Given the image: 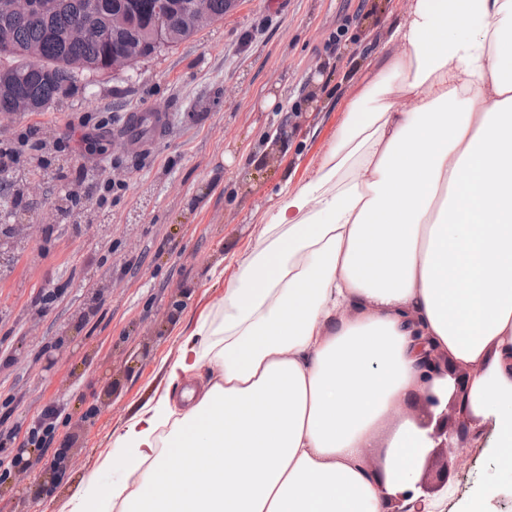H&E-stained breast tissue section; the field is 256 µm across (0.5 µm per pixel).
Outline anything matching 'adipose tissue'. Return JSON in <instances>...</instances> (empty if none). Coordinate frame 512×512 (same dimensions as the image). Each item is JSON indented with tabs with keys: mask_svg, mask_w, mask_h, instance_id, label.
<instances>
[{
	"mask_svg": "<svg viewBox=\"0 0 512 512\" xmlns=\"http://www.w3.org/2000/svg\"><path fill=\"white\" fill-rule=\"evenodd\" d=\"M388 41L183 339L171 393L115 436L100 469L125 478L89 479L70 512H389L434 446L404 404L453 390L418 336L474 371L469 410L512 454V0H410Z\"/></svg>",
	"mask_w": 512,
	"mask_h": 512,
	"instance_id": "ef3b65f1",
	"label": "adipose tissue"
}]
</instances>
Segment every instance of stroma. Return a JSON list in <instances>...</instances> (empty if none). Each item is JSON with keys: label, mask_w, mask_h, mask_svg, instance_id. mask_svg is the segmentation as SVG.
I'll use <instances>...</instances> for the list:
<instances>
[{"label": "stroma", "mask_w": 512, "mask_h": 512, "mask_svg": "<svg viewBox=\"0 0 512 512\" xmlns=\"http://www.w3.org/2000/svg\"><path fill=\"white\" fill-rule=\"evenodd\" d=\"M406 12L405 0H230L223 21L134 70L100 73L41 112L0 113V138L29 128L54 143L51 165L71 188L107 177L126 186L69 210L58 181L36 170L35 144L23 148L33 189L19 211L36 246L0 279V512H69L129 418L167 390L183 336L223 294L280 184L316 171ZM157 105L165 136L130 151L128 114ZM90 118L109 119L103 139H87ZM45 287L55 301L35 304ZM47 408L52 435L27 450ZM404 414L433 428L427 497L451 487L441 512H461L495 471L493 424L421 393ZM453 446L464 462L448 469ZM23 451L28 465L15 466Z\"/></svg>", "instance_id": "35a3bbf8"}]
</instances>
